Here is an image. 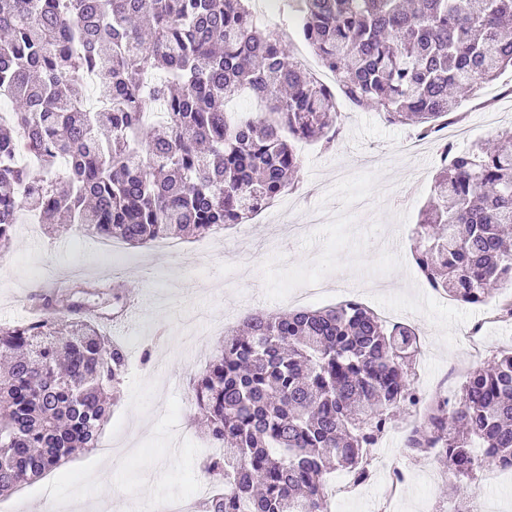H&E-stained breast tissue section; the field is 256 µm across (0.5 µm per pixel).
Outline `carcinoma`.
Wrapping results in <instances>:
<instances>
[{
  "label": "carcinoma",
  "mask_w": 512,
  "mask_h": 512,
  "mask_svg": "<svg viewBox=\"0 0 512 512\" xmlns=\"http://www.w3.org/2000/svg\"><path fill=\"white\" fill-rule=\"evenodd\" d=\"M303 40L358 108L430 137L512 69V0H287ZM0 252L20 215L141 247L244 224L288 191L295 143L335 145L336 95L296 65L249 0H0ZM161 74L150 83L147 77ZM245 92L256 118L224 110ZM164 107L158 125L145 112ZM413 259L467 304L512 287V146L451 145L419 212ZM41 316L0 326V494L97 446L127 365L79 301L37 293ZM415 331L355 299L254 313L192 378L224 490L198 512H326V476H367L387 420L420 397ZM406 447L459 477L512 467V352L438 398Z\"/></svg>",
  "instance_id": "carcinoma-1"
}]
</instances>
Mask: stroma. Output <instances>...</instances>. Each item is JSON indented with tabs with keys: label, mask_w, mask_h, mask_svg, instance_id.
<instances>
[{
	"label": "stroma",
	"mask_w": 512,
	"mask_h": 512,
	"mask_svg": "<svg viewBox=\"0 0 512 512\" xmlns=\"http://www.w3.org/2000/svg\"><path fill=\"white\" fill-rule=\"evenodd\" d=\"M493 112L465 100L470 143L512 132V94L504 81L491 86ZM334 149L300 143L301 164L289 191L247 224L224 231L222 253L203 250L202 239L185 238L178 253L158 244L120 243L105 254L93 236L52 224L16 229L13 248L0 254V325L26 322L33 295L66 283L82 291L88 311L127 352L121 399L99 436L111 447L113 468L91 449L55 472L0 496V512H42L45 488L59 504L80 493L117 500L126 512H155L175 495H202L208 485L199 463L209 440L196 423L189 379L204 366L225 332L255 311L285 313L303 300L283 301L284 291L307 288L318 276L337 290L311 301L323 308L343 300V288L381 317L411 325L419 339L412 362L419 394L455 397L469 372L501 351H512V319L497 305L512 289L496 291L483 305H468L430 288L411 254L418 211L426 202L439 159L427 143L405 154L411 127L391 124L379 112L342 114ZM418 416L403 413L388 425L361 485L329 493V512H448L463 493L486 498L492 512H512V482L487 484L489 469L473 480L450 474L431 455L406 446ZM405 479L383 502L391 471Z\"/></svg>",
	"instance_id": "1"
}]
</instances>
